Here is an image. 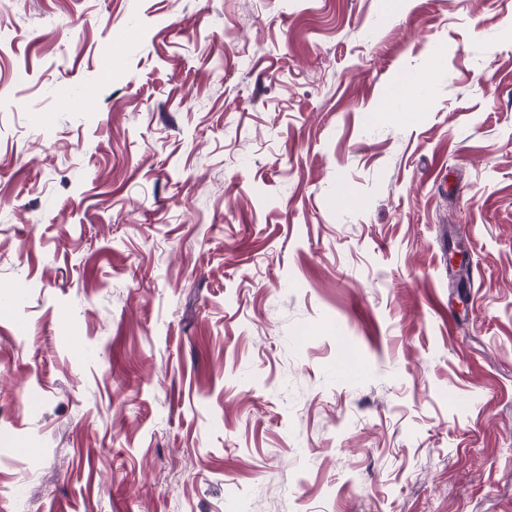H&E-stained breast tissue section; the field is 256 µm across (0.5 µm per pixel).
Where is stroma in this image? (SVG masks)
I'll use <instances>...</instances> for the list:
<instances>
[{"label":"stroma","instance_id":"1","mask_svg":"<svg viewBox=\"0 0 512 512\" xmlns=\"http://www.w3.org/2000/svg\"><path fill=\"white\" fill-rule=\"evenodd\" d=\"M0 512H512V0H0Z\"/></svg>","mask_w":512,"mask_h":512}]
</instances>
